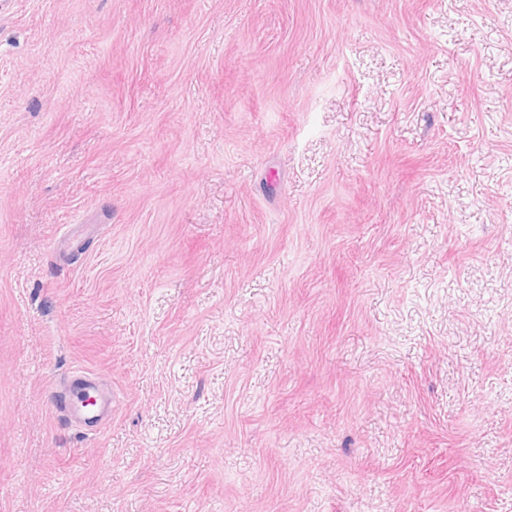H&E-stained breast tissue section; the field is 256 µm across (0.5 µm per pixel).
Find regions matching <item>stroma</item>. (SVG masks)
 <instances>
[{
    "label": "stroma",
    "mask_w": 512,
    "mask_h": 512,
    "mask_svg": "<svg viewBox=\"0 0 512 512\" xmlns=\"http://www.w3.org/2000/svg\"><path fill=\"white\" fill-rule=\"evenodd\" d=\"M0 512H512V0L0 9Z\"/></svg>",
    "instance_id": "obj_1"
}]
</instances>
